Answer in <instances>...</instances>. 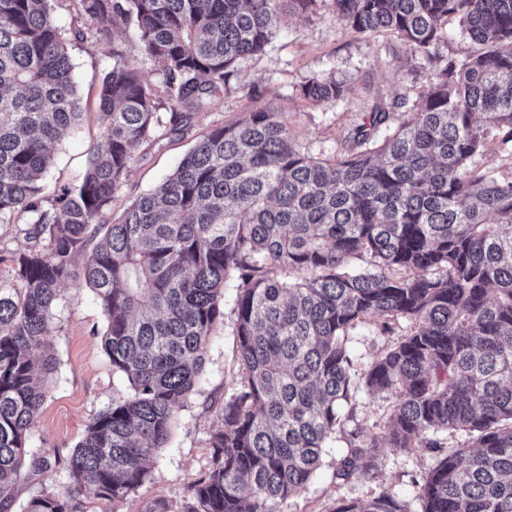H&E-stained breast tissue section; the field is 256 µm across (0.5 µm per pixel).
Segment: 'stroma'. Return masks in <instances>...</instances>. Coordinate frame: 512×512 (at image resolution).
<instances>
[{"instance_id": "1", "label": "stroma", "mask_w": 512, "mask_h": 512, "mask_svg": "<svg viewBox=\"0 0 512 512\" xmlns=\"http://www.w3.org/2000/svg\"><path fill=\"white\" fill-rule=\"evenodd\" d=\"M116 45L154 88L161 120L170 117L163 75L144 52L133 28L113 30L107 42L90 36L84 42L70 43L68 51L84 117L77 130L61 141L47 176L49 184L79 182L87 169L90 146L101 141L98 92L104 75L112 68V48ZM328 72L343 84L344 98L327 104L303 97V86ZM429 80L427 68L419 65L411 47L395 34L387 30L356 33L337 22L332 0H318L312 13L282 17L278 38L261 55L240 62L212 103L196 112L189 130L141 147L104 219H118L133 200L172 173L202 132L235 122L247 112L266 108L281 113L295 146L325 158L347 150L348 134L375 106L411 111ZM235 293L232 283H225L224 321L213 333L198 383L175 411L169 441L158 450L148 479L117 509L111 502L84 498L86 512H146L158 500L175 506L187 486L207 474L209 437L221 425L224 401L240 380ZM103 324L99 303L82 280L61 287L48 335L57 369L28 439L30 456L41 459L43 465L36 472L24 467L8 512H23L42 488L62 490L70 486L68 458L86 426L111 405L113 398L127 394V382L114 372L101 348ZM406 327V321L399 320L393 322L391 331H383L380 318L375 316L350 330L351 374L357 388L344 407L347 420L328 442L313 478L302 491L280 502L278 512H329L336 503L365 502L386 493L406 502L409 512H421L419 493L424 478L443 450L467 443L466 432L440 433L437 448L378 449L368 475L347 480L336 477V464L346 453L350 436L368 443L386 431L392 395L368 391L360 380L372 359L405 334Z\"/></svg>"}]
</instances>
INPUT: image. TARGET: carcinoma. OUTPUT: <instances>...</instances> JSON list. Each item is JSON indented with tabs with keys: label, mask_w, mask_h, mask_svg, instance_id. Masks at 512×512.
I'll return each mask as SVG.
<instances>
[{
	"label": "carcinoma",
	"mask_w": 512,
	"mask_h": 512,
	"mask_svg": "<svg viewBox=\"0 0 512 512\" xmlns=\"http://www.w3.org/2000/svg\"><path fill=\"white\" fill-rule=\"evenodd\" d=\"M53 2L0 0V224L25 219L28 241L0 249L20 284L0 287V510L57 367L48 332L59 289L81 278L130 394L88 424L68 461L73 486L43 491L24 512H85L83 495L115 506L146 481L203 371L229 279L240 387L210 435L207 475L178 510L159 500L147 512H277L304 489L345 418L349 331L374 315L408 322L362 376L395 401L383 442L349 444L336 476L368 474L382 445L439 448L433 435L463 430L471 448L440 457L423 512H512V179L468 166L489 130L512 143V0H335L339 23L390 30L425 61L431 78L413 111L392 127L376 107L351 149L325 159L291 142L280 113L248 112L202 134L111 223L103 216L136 154L166 133L154 89L114 46L99 93L104 147L90 148L79 183L46 187L61 136L82 116L67 44L86 37L61 32ZM69 2L103 41L134 27L163 73L169 133L180 134L241 60L272 43L281 14L317 0ZM450 17L474 44L461 58L442 51ZM302 93L333 103L344 89L328 73ZM330 512L408 510L383 494Z\"/></svg>",
	"instance_id": "carcinoma-1"
}]
</instances>
